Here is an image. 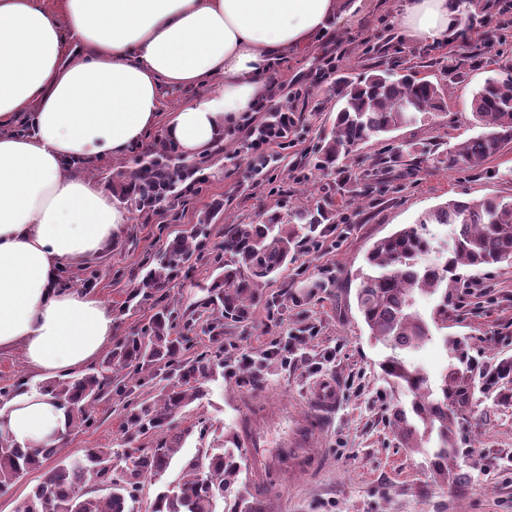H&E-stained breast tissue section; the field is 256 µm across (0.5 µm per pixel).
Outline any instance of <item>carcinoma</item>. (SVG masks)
Returning a JSON list of instances; mask_svg holds the SVG:
<instances>
[{"label": "carcinoma", "mask_w": 512, "mask_h": 512, "mask_svg": "<svg viewBox=\"0 0 512 512\" xmlns=\"http://www.w3.org/2000/svg\"><path fill=\"white\" fill-rule=\"evenodd\" d=\"M498 63L473 93L472 122L482 132L455 146L436 163L451 170L483 171L512 145V72ZM339 108L331 131L317 149L315 169L328 173L342 155L389 133L412 125L421 114L445 111L440 88L407 73L395 79L376 71L358 79L336 78L330 87ZM174 152L149 159L150 170L126 174L132 184L131 210H142L140 185L153 172L179 176L169 158ZM329 216L317 207L300 208L289 219L277 212L258 224H230L224 244L210 252L217 276L201 291L204 297L192 313L207 314L208 344L193 351L194 318L169 304L148 322L112 345L96 365L83 373L49 379L39 389L67 411L68 429L89 430L96 424L93 409L113 395L122 403L126 422L124 448L98 447L83 457L60 460L43 480L16 504L15 512H134L133 501L147 478L162 476L174 456L193 434L204 437V422L187 426L176 416L205 396L204 385L224 375V320L245 322L261 300L258 288L288 268L299 244L315 238ZM447 227L444 236L430 230ZM208 225L195 224L168 241L155 264L135 289L149 300L174 279L189 272L192 262L208 249ZM477 272L489 267H512V199L485 196L450 198L372 243L356 289L357 309L376 342L389 350L381 363L389 391L410 397L397 405L390 424L406 448L424 451L433 444L430 465L436 479L453 490L462 487L457 472L458 429L472 400L471 365L464 361L465 344L444 338L450 363L441 382L433 384L402 351L424 344L432 329L448 327V289L460 279L459 268ZM435 295L438 303L425 315L416 295ZM27 382L19 379L0 386V406L11 401ZM140 437L152 438L150 448H130ZM58 448L30 452L0 438V491L23 474L38 469ZM243 450L236 436L218 448H205L185 461L177 482L159 492L150 512H264L250 483L240 479ZM103 485V494L89 487ZM236 488L232 500L226 493ZM226 504L219 511V503Z\"/></svg>", "instance_id": "obj_1"}]
</instances>
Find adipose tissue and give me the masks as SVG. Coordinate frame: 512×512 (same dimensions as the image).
Masks as SVG:
<instances>
[{"mask_svg":"<svg viewBox=\"0 0 512 512\" xmlns=\"http://www.w3.org/2000/svg\"><path fill=\"white\" fill-rule=\"evenodd\" d=\"M363 0H0V350L50 379L113 339L111 306L61 281L121 235L119 189L79 174L142 144L154 127L180 154H207L259 104L275 62L357 18ZM459 0H409L399 26L447 40ZM197 94L162 117L163 88ZM64 408L40 392L0 407V438L58 445Z\"/></svg>","mask_w":512,"mask_h":512,"instance_id":"adipose-tissue-1","label":"adipose tissue"}]
</instances>
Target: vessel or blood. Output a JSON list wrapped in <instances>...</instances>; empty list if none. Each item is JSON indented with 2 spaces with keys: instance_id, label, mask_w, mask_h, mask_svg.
I'll use <instances>...</instances> for the list:
<instances>
[{
  "instance_id": "1",
  "label": "vessel or blood",
  "mask_w": 512,
  "mask_h": 512,
  "mask_svg": "<svg viewBox=\"0 0 512 512\" xmlns=\"http://www.w3.org/2000/svg\"><path fill=\"white\" fill-rule=\"evenodd\" d=\"M339 404V392L327 380L313 388L309 410L291 408L275 400L265 402L259 410H243L236 435L241 444L252 450L250 474L258 491L295 484L318 470L320 462L313 451L322 446L324 423L337 413ZM283 417L288 420V431L277 445H270L268 433L274 422Z\"/></svg>"
}]
</instances>
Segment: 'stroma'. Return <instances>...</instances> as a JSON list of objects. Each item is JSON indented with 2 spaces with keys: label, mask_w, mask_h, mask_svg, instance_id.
<instances>
[{
  "label": "stroma",
  "mask_w": 512,
  "mask_h": 512,
  "mask_svg": "<svg viewBox=\"0 0 512 512\" xmlns=\"http://www.w3.org/2000/svg\"><path fill=\"white\" fill-rule=\"evenodd\" d=\"M488 22L444 42L407 39L398 18L405 0H364L357 20L337 22L335 29L314 38L305 49L276 63L277 84L271 107L288 106L297 125L286 148L264 173L251 175L249 159L236 153L233 138L220 152H209L198 166L196 182H179L159 212L127 224L104 254L91 262L66 266L64 276L79 280L87 268L98 271L95 292L112 306L115 333L122 336L155 313L150 299L133 309L125 302L150 256L167 239L192 225L210 226V244L224 240L230 224H255L264 213H288L298 207L322 206L333 217L315 241L304 242L289 264L263 289L265 304L256 306L244 323L225 322V353L232 360L249 354L264 362L260 386L225 376L207 385L206 397L180 415L182 423L203 421L205 437H190L158 479L145 482L134 512H148L155 495L179 479L185 459L202 448H216L226 433L236 431L244 396L262 392L293 407L308 404L313 386L334 380L341 407L324 432L318 472L293 487L278 486L264 497L266 512H512V376L486 390L474 381V399L458 437L457 462L465 488L456 493L435 482L427 457L402 447L389 418L397 400L381 379L386 350L375 343L356 306L355 275L371 244L448 198L512 197V149L490 164L489 172L464 174L434 166L436 157L478 135L470 103L486 76L484 41L506 33L499 45L501 61H512V25L499 21L497 0H483ZM335 56L341 74L359 76L382 65L403 72L413 68L438 84L447 108L400 128L392 142L364 145L340 158L336 169L320 175L312 168L313 153L336 117V99L328 88L334 76L318 77L327 56ZM454 56L471 63L469 77L450 83L442 65ZM410 142L423 149L425 163L391 153L394 143ZM161 129L145 144L120 157L107 158L88 170L89 178L111 184L117 172L137 167L146 154L165 148ZM383 162L377 176L364 178V168ZM327 287H318L324 274ZM465 339L466 354L477 368L512 361V268H486L472 283L451 289L448 330L435 332L432 342L409 352L408 359L438 380L449 365L444 335ZM95 428L74 431L59 456L82 457L85 450L119 446L122 409L117 400L96 405Z\"/></svg>",
  "instance_id": "obj_1"
}]
</instances>
